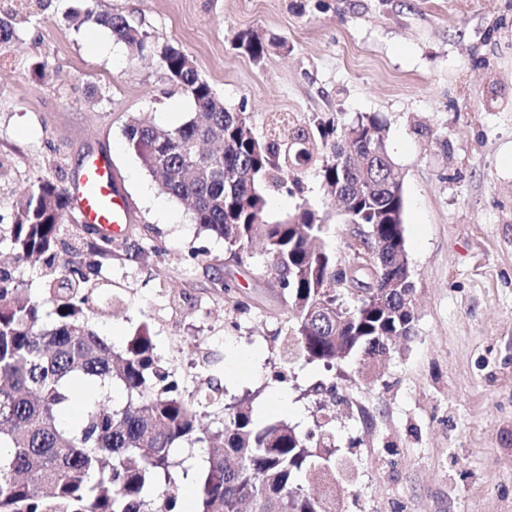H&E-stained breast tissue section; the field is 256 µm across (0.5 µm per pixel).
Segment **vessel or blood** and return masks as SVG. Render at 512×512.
<instances>
[{"instance_id": "1", "label": "vessel or blood", "mask_w": 512, "mask_h": 512, "mask_svg": "<svg viewBox=\"0 0 512 512\" xmlns=\"http://www.w3.org/2000/svg\"><path fill=\"white\" fill-rule=\"evenodd\" d=\"M68 192L85 224L107 235L118 230L127 205L117 190L108 156L87 155L70 182Z\"/></svg>"}]
</instances>
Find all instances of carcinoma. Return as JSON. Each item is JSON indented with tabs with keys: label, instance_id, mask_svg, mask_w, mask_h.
Segmentation results:
<instances>
[{
	"label": "carcinoma",
	"instance_id": "obj_1",
	"mask_svg": "<svg viewBox=\"0 0 512 512\" xmlns=\"http://www.w3.org/2000/svg\"><path fill=\"white\" fill-rule=\"evenodd\" d=\"M18 15L0 7V52L17 38ZM70 18L78 29L108 28L138 54L158 51L167 80L197 107L169 129L133 117L123 136L161 190L189 203L199 230L224 240L228 259L243 265L253 241L263 242L264 273L277 280L287 313L274 336L283 358L275 377L286 378L294 359L331 370L357 358L379 375L384 349L392 337L410 336L415 320L404 200L382 120L362 115L338 129L331 119L274 116L259 135L252 115L227 108L179 48H155L124 15L91 3ZM273 46L254 30L234 44L256 65ZM312 160L346 223L371 230L364 244L379 260L354 273L359 294L341 286L349 262L336 259L331 225L308 202L284 221L264 220L268 187L292 192L298 179L290 172ZM19 196L0 246L15 264L41 263L47 291L32 295L0 269V512H183L177 451L214 444L222 448L200 468L196 512H342L333 487L352 481V471L337 459L330 415L303 433L283 420L257 422L252 405L225 402L219 384L194 395L146 325L122 348L109 344L93 327L100 307L85 250L66 244L71 201L62 177L42 178ZM78 401L81 417L64 423ZM207 409L219 428H202Z\"/></svg>",
	"mask_w": 512,
	"mask_h": 512
}]
</instances>
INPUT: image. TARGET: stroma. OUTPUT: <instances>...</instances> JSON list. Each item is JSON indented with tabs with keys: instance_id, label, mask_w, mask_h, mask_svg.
<instances>
[{
	"instance_id": "1",
	"label": "stroma",
	"mask_w": 512,
	"mask_h": 512,
	"mask_svg": "<svg viewBox=\"0 0 512 512\" xmlns=\"http://www.w3.org/2000/svg\"><path fill=\"white\" fill-rule=\"evenodd\" d=\"M77 0H55L18 26L0 60V170L10 189L72 176L89 151L106 152L129 207L104 259L100 302L134 285L98 334L121 346L148 324L160 355L189 390L220 379L226 400L250 398L257 421L314 428L336 418L339 453L354 480L337 489L343 512H512V0H99L153 44H174L229 108L246 104L257 133L267 118L379 115L404 198L403 234L415 288L414 333L398 340L378 381L356 365L291 364L271 338L285 309L272 277L226 261L222 240L199 232L187 206L161 191L125 146L140 116L159 128L195 110L158 56L133 54L108 29H76ZM255 30L286 41L262 65L233 46ZM301 190L268 193L265 219L301 201L325 215L338 259L355 231L320 188L315 164ZM235 281L251 308L224 300ZM215 364L204 369L201 352ZM256 361L228 379V362Z\"/></svg>"
}]
</instances>
